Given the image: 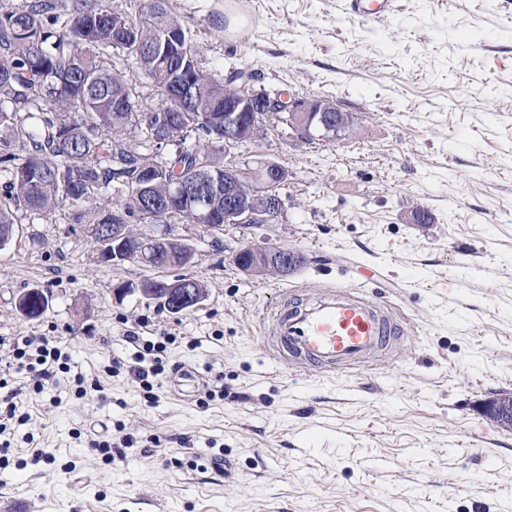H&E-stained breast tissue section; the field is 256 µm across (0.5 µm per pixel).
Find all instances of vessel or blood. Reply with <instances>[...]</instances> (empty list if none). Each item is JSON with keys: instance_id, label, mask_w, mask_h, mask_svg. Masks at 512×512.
<instances>
[{"instance_id": "1", "label": "vessel or blood", "mask_w": 512, "mask_h": 512, "mask_svg": "<svg viewBox=\"0 0 512 512\" xmlns=\"http://www.w3.org/2000/svg\"><path fill=\"white\" fill-rule=\"evenodd\" d=\"M396 0H346L351 17L381 21L396 11ZM274 358L303 361L320 375L335 374L387 351L395 333L380 302L362 296L356 284L323 287L311 300H281L261 326ZM172 381L183 400H193L201 377L175 365Z\"/></svg>"}]
</instances>
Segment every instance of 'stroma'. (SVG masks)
Segmentation results:
<instances>
[{
  "instance_id": "obj_1",
  "label": "stroma",
  "mask_w": 512,
  "mask_h": 512,
  "mask_svg": "<svg viewBox=\"0 0 512 512\" xmlns=\"http://www.w3.org/2000/svg\"><path fill=\"white\" fill-rule=\"evenodd\" d=\"M225 2H168L205 70L249 68L253 89L331 101L354 123L307 142L279 122L235 150L237 163L287 170L281 214L208 232L177 224L207 290L180 314L113 296L172 270L102 261L69 206L21 215L0 250V382L21 390L30 419L5 434L0 512H512V430L482 413L512 391L505 0H398L382 22L353 20L341 0H235L243 39L226 32ZM248 245L306 261L253 276L235 261ZM362 276L401 327L389 351L316 378L271 359L258 318L284 289ZM36 286L50 304L30 320L16 299ZM129 330L172 337L168 365L195 367L207 392L185 403L160 375L148 401L110 373L132 359ZM22 336L62 337L70 356L39 393L9 364ZM125 435L135 445L113 460L92 447Z\"/></svg>"
}]
</instances>
